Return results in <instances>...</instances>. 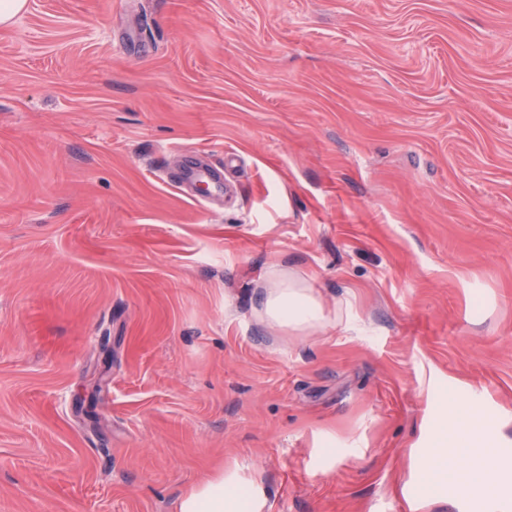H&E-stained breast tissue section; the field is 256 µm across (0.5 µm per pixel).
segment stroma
<instances>
[{"label":"stroma","instance_id":"35a3bbf8","mask_svg":"<svg viewBox=\"0 0 512 512\" xmlns=\"http://www.w3.org/2000/svg\"><path fill=\"white\" fill-rule=\"evenodd\" d=\"M202 152L205 205L167 179ZM274 262L356 329L261 322ZM444 392L512 453V0L0 25V512H178L223 464L261 512H512L423 504Z\"/></svg>","mask_w":512,"mask_h":512}]
</instances>
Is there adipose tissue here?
<instances>
[{"instance_id":"obj_1","label":"adipose tissue","mask_w":512,"mask_h":512,"mask_svg":"<svg viewBox=\"0 0 512 512\" xmlns=\"http://www.w3.org/2000/svg\"><path fill=\"white\" fill-rule=\"evenodd\" d=\"M254 312L269 326L300 333L331 325L350 330L356 320L351 298H343L335 316H328L310 283L276 264L256 291ZM442 406L436 425L427 429L432 442L426 450L424 496L437 497L454 488L482 500L502 491V478L493 474L485 419L450 395L443 397ZM254 508L253 496L241 492L233 472L226 470L191 487L179 502V512H253Z\"/></svg>"}]
</instances>
